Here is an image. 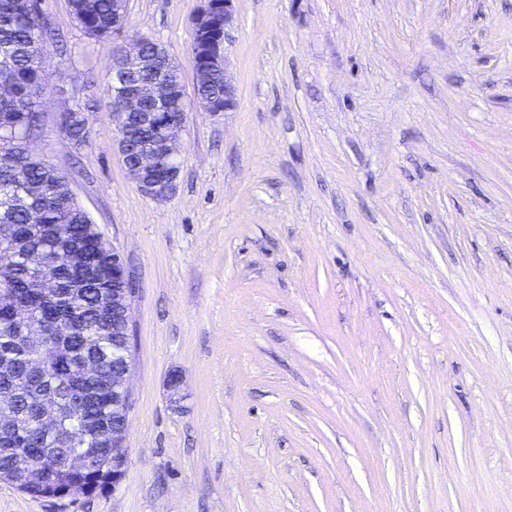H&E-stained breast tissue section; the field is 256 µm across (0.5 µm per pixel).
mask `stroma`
<instances>
[{
	"label": "stroma",
	"mask_w": 512,
	"mask_h": 512,
	"mask_svg": "<svg viewBox=\"0 0 512 512\" xmlns=\"http://www.w3.org/2000/svg\"><path fill=\"white\" fill-rule=\"evenodd\" d=\"M41 7L67 51L29 148L136 288L129 461L91 495L0 481V512H512V0H236L237 109H189L162 202L113 148L111 41ZM199 7L127 0L120 40L193 89Z\"/></svg>",
	"instance_id": "35a3bbf8"
}]
</instances>
